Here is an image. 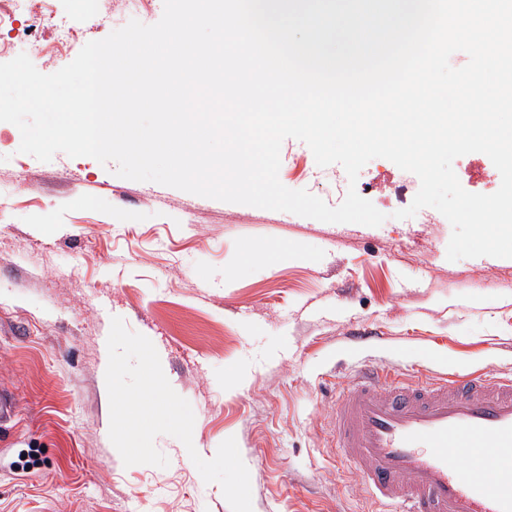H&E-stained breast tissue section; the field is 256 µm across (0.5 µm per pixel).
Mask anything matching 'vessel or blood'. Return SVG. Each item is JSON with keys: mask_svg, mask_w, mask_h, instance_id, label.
<instances>
[{"mask_svg": "<svg viewBox=\"0 0 512 512\" xmlns=\"http://www.w3.org/2000/svg\"><path fill=\"white\" fill-rule=\"evenodd\" d=\"M335 429L376 512H512V376L410 382L369 363L337 398Z\"/></svg>", "mask_w": 512, "mask_h": 512, "instance_id": "obj_1", "label": "vessel or blood"}]
</instances>
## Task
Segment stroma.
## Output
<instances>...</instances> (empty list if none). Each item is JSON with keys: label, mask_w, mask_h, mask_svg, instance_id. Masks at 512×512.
<instances>
[{"label": "stroma", "mask_w": 512, "mask_h": 512, "mask_svg": "<svg viewBox=\"0 0 512 512\" xmlns=\"http://www.w3.org/2000/svg\"><path fill=\"white\" fill-rule=\"evenodd\" d=\"M100 2L94 17L45 0L49 19L70 28L64 62L163 14V0ZM20 142L0 122V393L12 400L0 420V512H231L172 436L154 441L167 467L124 465L105 386L115 316L151 340L191 404L199 455L235 438L253 512H370L333 431L336 398L360 363L512 374V259L448 261L441 213L396 219L420 181L387 159L370 160L352 185L304 142L281 146L284 186L332 207L356 188L386 216L369 227L124 179L90 157L42 162ZM453 168L468 192L501 184L485 154ZM356 329L380 343L356 350ZM33 448L42 465L15 470Z\"/></svg>", "instance_id": "stroma-1"}]
</instances>
